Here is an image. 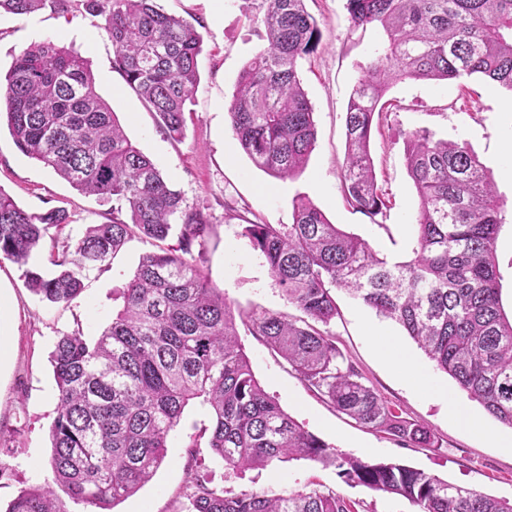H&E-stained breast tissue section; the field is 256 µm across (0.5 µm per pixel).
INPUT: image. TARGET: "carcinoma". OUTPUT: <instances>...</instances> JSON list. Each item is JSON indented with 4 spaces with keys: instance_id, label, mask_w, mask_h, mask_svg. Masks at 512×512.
Wrapping results in <instances>:
<instances>
[{
    "instance_id": "1",
    "label": "carcinoma",
    "mask_w": 512,
    "mask_h": 512,
    "mask_svg": "<svg viewBox=\"0 0 512 512\" xmlns=\"http://www.w3.org/2000/svg\"><path fill=\"white\" fill-rule=\"evenodd\" d=\"M69 0H0L24 15ZM266 47L242 69L227 107L240 148L279 180L305 167L315 148L314 112L298 75L321 31L305 0H263ZM102 17L115 48L112 66L167 133L185 131L186 104L198 82L202 36L154 0H84ZM354 28L382 27L375 52L350 96L341 189L370 219L389 200L379 187L371 136L380 103L401 80L480 75L512 91V0H346ZM0 119L17 148L72 188L112 200V221L91 224L73 256L54 260L50 276L27 268L48 229L66 210L32 214L0 188V260L26 267L27 288L50 303L83 291V272L119 252L132 233L164 242L178 221L177 243L140 257L123 289V309L100 335L58 340L51 355L58 389L50 426L51 478L21 491L6 512H71L68 502L111 512L162 464L185 409L210 412L208 448L234 472L307 459L334 465L346 480L399 495L417 512H512V503L453 486L392 463L340 456L281 407L256 378L237 321L277 353L341 413L403 445L430 444L428 432L362 381L336 346L329 325L344 290L399 324L435 365L488 415L512 428V318L502 304L497 242L505 204L491 174L464 142L407 135L405 157L418 207L409 258H390L330 223L306 195L293 223L242 218L241 235L265 259L300 315L242 314L204 271L210 216L190 207L154 162L125 134L99 94L87 61L51 40L23 50L0 78ZM188 462L179 512H355L351 501L317 487L283 495L226 494L198 462ZM68 500H63L56 490Z\"/></svg>"
}]
</instances>
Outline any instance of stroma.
Listing matches in <instances>:
<instances>
[{"label":"stroma","instance_id":"35a3bbf8","mask_svg":"<svg viewBox=\"0 0 512 512\" xmlns=\"http://www.w3.org/2000/svg\"><path fill=\"white\" fill-rule=\"evenodd\" d=\"M346 0H306L321 30L317 50L299 63V77L314 109L316 144L303 172L278 181L256 168L241 150L227 121L230 101L244 65L265 45L260 0H156L164 13L193 24L202 36L199 80L188 104L182 139L169 136L137 94L112 67L115 49L83 0L67 12L42 9L26 15L0 13V72L31 43L50 39L86 58L101 96L116 112L127 135L156 164L184 204L207 208L213 232L205 246V269L213 284L245 311L294 314L261 254L241 235L240 218L263 224L293 221V198L307 194L330 220L366 239L379 253L406 256L418 206L405 163V137L424 130L436 139L462 140L490 169L499 195L512 207V91L474 75L460 81L395 83L383 99V118L372 136L378 184L390 204L373 223L345 200L340 172L345 154V112L350 94L385 40L381 28L356 30ZM0 188L28 212L63 208L69 222L50 228L29 261L43 273L53 259L74 249L87 225L111 221L112 204L80 194L50 169L24 156L8 129L0 130ZM154 242L132 236L108 262L85 273L82 294L68 304L41 300L25 286L18 265L0 260V505L49 476V430L57 386L51 354L60 337L79 331L95 338L123 305L121 290L142 254ZM340 315L330 325L345 361L361 373L403 417L431 434L427 447L404 446L335 410L310 390L288 364L246 325L238 332L252 369L265 390L305 429L337 453L371 462H394L448 483L512 501V447L501 439L512 428L490 417L453 379L438 370L395 322L379 317L346 293L336 295ZM381 328L373 338L372 328ZM397 345L407 363L398 367L382 350ZM447 389V397L434 387ZM469 407L470 426L452 418L449 403ZM206 407L186 409L168 439L167 456L153 477L113 512H176L187 463L186 448L197 443L200 460L215 486L235 494L286 493L305 486L331 490L358 503V512H416L408 500L346 482L336 467L294 459L243 477L227 474L201 435L209 425Z\"/></svg>","mask_w":512,"mask_h":512}]
</instances>
